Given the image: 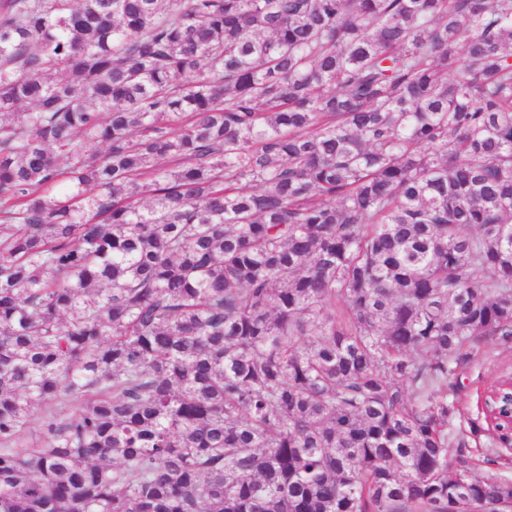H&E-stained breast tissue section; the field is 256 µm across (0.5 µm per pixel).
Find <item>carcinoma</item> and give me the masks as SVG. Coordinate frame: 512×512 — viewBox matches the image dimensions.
I'll return each mask as SVG.
<instances>
[{
  "label": "carcinoma",
  "instance_id": "obj_1",
  "mask_svg": "<svg viewBox=\"0 0 512 512\" xmlns=\"http://www.w3.org/2000/svg\"><path fill=\"white\" fill-rule=\"evenodd\" d=\"M487 336L512 0H0V512H512ZM477 354L463 366L458 375L460 390L457 393L458 413L455 420L457 431L468 429V420L482 417L481 399L484 392L500 377L512 374V347L497 345L489 339L476 343ZM492 387L485 397L497 401L503 394Z\"/></svg>",
  "mask_w": 512,
  "mask_h": 512
}]
</instances>
